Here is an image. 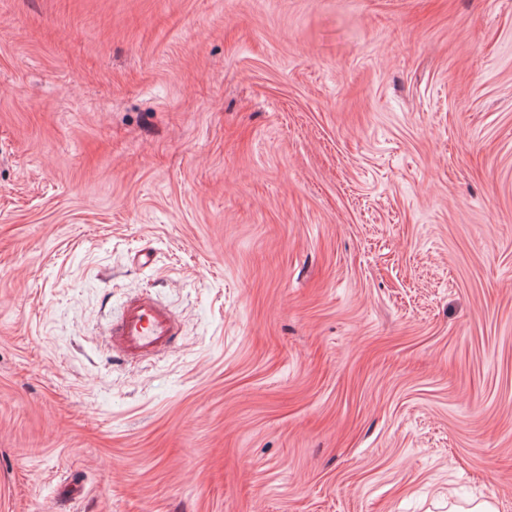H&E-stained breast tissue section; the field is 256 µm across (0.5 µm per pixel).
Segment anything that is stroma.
<instances>
[{"instance_id": "35a3bbf8", "label": "stroma", "mask_w": 512, "mask_h": 512, "mask_svg": "<svg viewBox=\"0 0 512 512\" xmlns=\"http://www.w3.org/2000/svg\"><path fill=\"white\" fill-rule=\"evenodd\" d=\"M139 293L182 332L131 363ZM482 500L512 0H0V512ZM175 312L149 294L129 297L109 330L112 351L127 360L144 361L165 351L180 333Z\"/></svg>"}]
</instances>
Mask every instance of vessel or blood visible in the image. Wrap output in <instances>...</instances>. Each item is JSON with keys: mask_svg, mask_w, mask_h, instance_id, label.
<instances>
[{"mask_svg": "<svg viewBox=\"0 0 512 512\" xmlns=\"http://www.w3.org/2000/svg\"><path fill=\"white\" fill-rule=\"evenodd\" d=\"M180 332L175 312L148 294L129 297L109 331L114 352L131 361H144L165 351Z\"/></svg>", "mask_w": 512, "mask_h": 512, "instance_id": "obj_1", "label": "vessel or blood"}]
</instances>
